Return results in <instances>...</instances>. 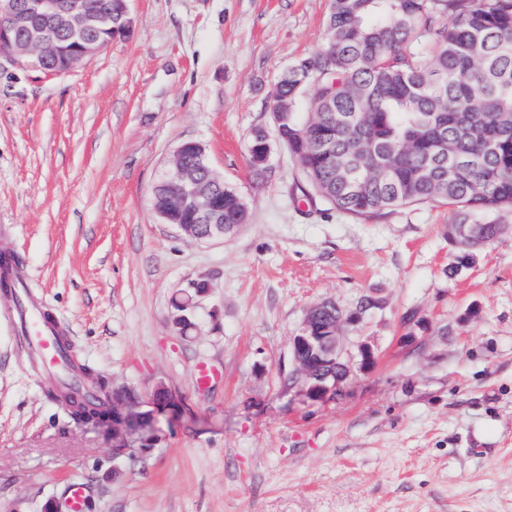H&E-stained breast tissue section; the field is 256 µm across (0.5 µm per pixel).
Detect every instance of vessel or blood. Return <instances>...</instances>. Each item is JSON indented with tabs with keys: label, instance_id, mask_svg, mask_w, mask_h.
<instances>
[{
	"label": "vessel or blood",
	"instance_id": "vessel-or-blood-1",
	"mask_svg": "<svg viewBox=\"0 0 512 512\" xmlns=\"http://www.w3.org/2000/svg\"><path fill=\"white\" fill-rule=\"evenodd\" d=\"M27 285L23 266L11 255L1 257L0 288L15 293ZM14 320L21 342L37 351L45 369H56L66 363L65 331L57 321L46 318L41 308L23 300L16 306Z\"/></svg>",
	"mask_w": 512,
	"mask_h": 512
}]
</instances>
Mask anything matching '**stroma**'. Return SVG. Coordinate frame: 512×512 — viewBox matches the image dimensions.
Instances as JSON below:
<instances>
[{"label": "stroma", "instance_id": "obj_1", "mask_svg": "<svg viewBox=\"0 0 512 512\" xmlns=\"http://www.w3.org/2000/svg\"><path fill=\"white\" fill-rule=\"evenodd\" d=\"M129 9L131 35L66 74L0 60V248L71 331L75 364L134 392L143 417L72 420L0 294V512H44L72 482L86 512H512V233L452 277V207L341 213L278 147L255 181L248 139L271 125L281 72L323 45L330 0ZM189 140L248 201L224 238L189 240L153 209ZM365 296L375 307L339 334L374 366L308 400L297 330L316 304L347 315ZM200 363L221 372L204 392ZM159 383L176 413L150 406Z\"/></svg>", "mask_w": 512, "mask_h": 512}]
</instances>
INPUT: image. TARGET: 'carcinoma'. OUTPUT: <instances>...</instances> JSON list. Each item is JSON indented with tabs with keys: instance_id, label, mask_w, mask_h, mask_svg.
Returning <instances> with one entry per match:
<instances>
[{
	"instance_id": "1",
	"label": "carcinoma",
	"mask_w": 512,
	"mask_h": 512,
	"mask_svg": "<svg viewBox=\"0 0 512 512\" xmlns=\"http://www.w3.org/2000/svg\"><path fill=\"white\" fill-rule=\"evenodd\" d=\"M331 0L313 75L281 78L280 127L312 190L366 217L448 204L454 223L489 244L512 214V0ZM224 223L248 216L237 190H217ZM474 261L457 248L448 274ZM112 411L105 378L83 393Z\"/></svg>"
}]
</instances>
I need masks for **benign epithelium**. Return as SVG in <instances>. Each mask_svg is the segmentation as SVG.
Here are the masks:
<instances>
[{"label": "benign epithelium", "instance_id": "7a95c632", "mask_svg": "<svg viewBox=\"0 0 512 512\" xmlns=\"http://www.w3.org/2000/svg\"><path fill=\"white\" fill-rule=\"evenodd\" d=\"M133 22L128 0H111L99 11L89 9L85 0H0V44L8 52L0 57L31 72H43L49 58L63 54L68 58V70L75 69L96 55L102 45L97 35L112 31V36L131 33ZM264 149L252 155L253 165L271 170L272 146L268 131L261 129ZM196 157L204 175H198L184 164L187 154ZM224 181L209 163L205 146L198 141L178 145L165 162L161 177L153 188L154 210L166 224L183 212L206 219L209 224L199 230L197 224H179L185 237L195 240L221 239L228 230L224 210L220 208L214 185ZM341 316L326 328L327 335L313 333L310 319L293 339V356L299 364L300 391L311 400H319L340 391L354 369L365 370L373 362L371 346L362 344L358 358L344 354L339 336ZM153 399L157 406L173 410L178 399L158 385ZM140 403L128 399L123 392L112 394V427L117 429L129 422Z\"/></svg>", "mask_w": 512, "mask_h": 512}]
</instances>
